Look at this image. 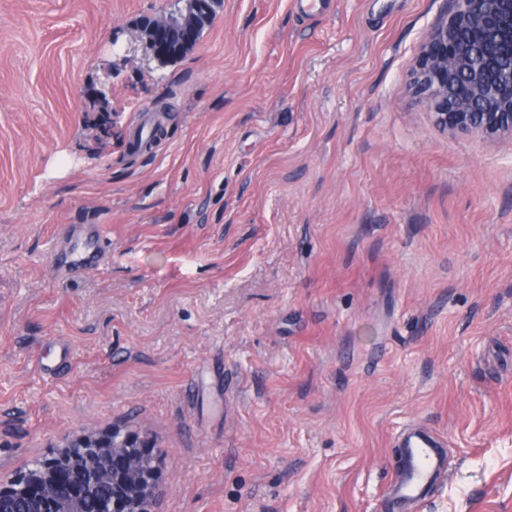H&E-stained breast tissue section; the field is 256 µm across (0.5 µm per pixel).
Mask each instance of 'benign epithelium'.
<instances>
[{
	"label": "benign epithelium",
	"instance_id": "benign-epithelium-1",
	"mask_svg": "<svg viewBox=\"0 0 512 512\" xmlns=\"http://www.w3.org/2000/svg\"><path fill=\"white\" fill-rule=\"evenodd\" d=\"M151 19L154 58L172 61L203 31L196 0H169ZM410 90L424 99L437 127L487 138L512 136V0H454L430 33ZM146 440L122 427L66 440L48 456L0 482V512H84L85 500L111 487L97 512H156L158 468Z\"/></svg>",
	"mask_w": 512,
	"mask_h": 512
}]
</instances>
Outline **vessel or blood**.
I'll return each mask as SVG.
<instances>
[{"mask_svg": "<svg viewBox=\"0 0 512 512\" xmlns=\"http://www.w3.org/2000/svg\"><path fill=\"white\" fill-rule=\"evenodd\" d=\"M100 230H93L84 238L76 239L69 264L76 270L97 267L102 259L98 243ZM401 465L389 484L383 507L385 512H417L419 506L432 498L445 477L448 452L436 429L422 422L407 423L398 433Z\"/></svg>", "mask_w": 512, "mask_h": 512, "instance_id": "1", "label": "vessel or blood"}]
</instances>
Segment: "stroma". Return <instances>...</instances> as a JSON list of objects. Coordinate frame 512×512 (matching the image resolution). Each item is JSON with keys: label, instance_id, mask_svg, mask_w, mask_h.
I'll list each match as a JSON object with an SVG mask.
<instances>
[{"label": "stroma", "instance_id": "35a3bbf8", "mask_svg": "<svg viewBox=\"0 0 512 512\" xmlns=\"http://www.w3.org/2000/svg\"><path fill=\"white\" fill-rule=\"evenodd\" d=\"M293 2L161 64L165 0H0V476L118 425L159 512H380L420 420L423 512H512V137L408 90L452 0ZM100 240L101 232L98 228H95L91 234L85 238H79V236H76L69 260L71 268L84 270L100 265L102 259V255L98 247ZM397 446L401 465L389 484L383 512L418 511L448 473L447 448L437 430L422 422L407 423L398 433Z\"/></svg>", "mask_w": 512, "mask_h": 512}]
</instances>
